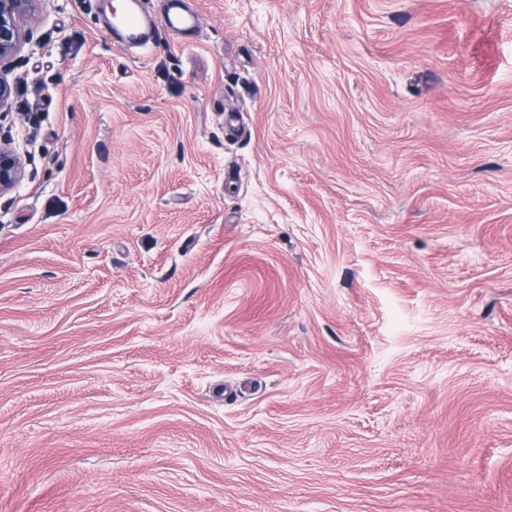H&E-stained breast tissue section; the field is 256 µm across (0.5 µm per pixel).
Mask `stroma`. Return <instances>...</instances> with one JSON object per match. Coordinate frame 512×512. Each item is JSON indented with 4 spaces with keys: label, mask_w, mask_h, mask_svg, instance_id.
Returning <instances> with one entry per match:
<instances>
[{
    "label": "stroma",
    "mask_w": 512,
    "mask_h": 512,
    "mask_svg": "<svg viewBox=\"0 0 512 512\" xmlns=\"http://www.w3.org/2000/svg\"><path fill=\"white\" fill-rule=\"evenodd\" d=\"M41 0L0 132V512H512V0ZM113 19L114 22H112V28L114 27L115 31L123 34L127 41H137L141 39L143 20L137 10H125L120 13L115 11L113 13ZM125 33L129 35L137 33V37L128 40ZM24 176L23 163L7 138L0 137V197L12 192Z\"/></svg>",
    "instance_id": "obj_1"
}]
</instances>
